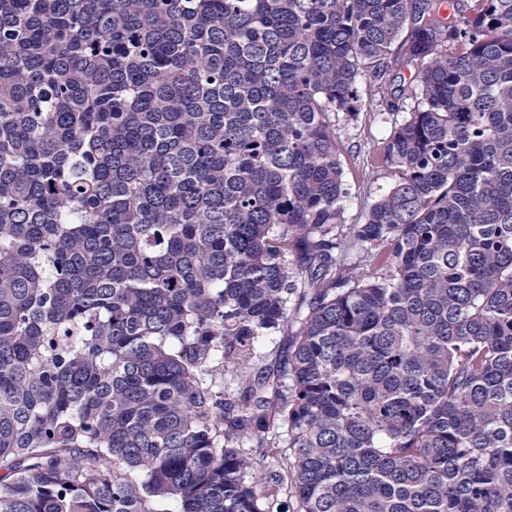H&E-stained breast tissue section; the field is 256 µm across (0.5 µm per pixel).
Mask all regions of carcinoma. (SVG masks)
<instances>
[{
	"mask_svg": "<svg viewBox=\"0 0 512 512\" xmlns=\"http://www.w3.org/2000/svg\"><path fill=\"white\" fill-rule=\"evenodd\" d=\"M0 512H512V0H0ZM399 112H360L357 120L346 121L336 115L337 133L343 143L341 156L345 183L349 196L344 203L347 224H359L370 205L394 184L395 177L376 161L379 144L386 138L395 123L409 117L414 102L406 100ZM404 110V111H401Z\"/></svg>",
	"mask_w": 512,
	"mask_h": 512,
	"instance_id": "carcinoma-1",
	"label": "carcinoma"
}]
</instances>
